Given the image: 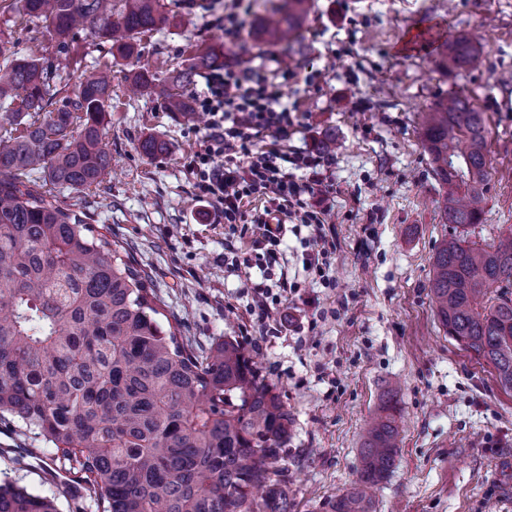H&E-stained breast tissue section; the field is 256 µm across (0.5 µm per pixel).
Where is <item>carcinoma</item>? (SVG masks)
<instances>
[{"mask_svg": "<svg viewBox=\"0 0 512 512\" xmlns=\"http://www.w3.org/2000/svg\"><path fill=\"white\" fill-rule=\"evenodd\" d=\"M18 11L55 39L58 57L35 52L0 67V101H18L0 123V417L9 414L53 445L61 468L90 492L94 512H292L288 441L293 418L274 384L230 336L204 351L166 316L150 277L125 248L94 234L89 208L60 199L93 192L111 155L104 144L112 69L83 72L67 93L62 59L87 30L112 57L134 55L138 34L165 26L161 0H19ZM311 0H275L253 37L294 51ZM467 38L448 63L471 66ZM224 64L211 46L194 66ZM178 71L157 89L142 66L131 85L160 91L169 112H190ZM432 171L448 187L443 214L454 232L437 248L430 292L445 333L491 365L512 390V231L470 240L489 189L484 114L464 96L437 101L421 124ZM397 392L367 424L357 486L330 512H373L364 487L391 472L398 448ZM0 512H60L53 496L0 479Z\"/></svg>", "mask_w": 512, "mask_h": 512, "instance_id": "1", "label": "carcinoma"}]
</instances>
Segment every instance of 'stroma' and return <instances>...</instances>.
<instances>
[{
	"label": "stroma",
	"mask_w": 512,
	"mask_h": 512,
	"mask_svg": "<svg viewBox=\"0 0 512 512\" xmlns=\"http://www.w3.org/2000/svg\"><path fill=\"white\" fill-rule=\"evenodd\" d=\"M164 2L170 21L138 35L137 56L111 59L86 31L72 54V83L82 67L112 64V171L96 192L93 224L129 246L185 336L204 348L234 337L276 386L294 419L293 512H327L354 485L363 431L394 384L399 448L372 491L375 512H512V392L445 336L431 301V257L451 227L420 133L423 112L440 98L460 94L483 112L490 188L471 238L487 245L512 229V0H314L291 59L250 36L263 0H247L233 35L211 23L206 0ZM459 36L480 49L481 65H444ZM30 37L23 15L0 13V60L28 53ZM210 45L223 46L230 63L289 70L280 91L300 117L289 148L336 141L328 148L340 189L331 215L336 285L303 274L300 239L289 236L285 269L300 288L272 306L265 337L250 315L265 279L225 265L224 218L196 199L185 168L206 115L168 112L161 96L131 95L125 80L146 63L167 77ZM150 135L167 146L152 158L139 150ZM4 476L56 495L61 512H89L50 444L9 418L0 419Z\"/></svg>",
	"instance_id": "1"
}]
</instances>
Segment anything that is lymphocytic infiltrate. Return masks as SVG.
<instances>
[{"label":"lymphocytic infiltrate","mask_w":512,"mask_h":512,"mask_svg":"<svg viewBox=\"0 0 512 512\" xmlns=\"http://www.w3.org/2000/svg\"><path fill=\"white\" fill-rule=\"evenodd\" d=\"M204 79L194 107L208 121L188 171L197 197L222 212L225 235L249 242L246 251L231 249V267L244 274L255 266L272 269L287 233L305 228L310 239L303 268L326 280L336 253L325 229L337 193L333 155L288 149L294 120L281 101L277 71L228 64ZM257 199L271 211L251 212Z\"/></svg>","instance_id":"1"}]
</instances>
